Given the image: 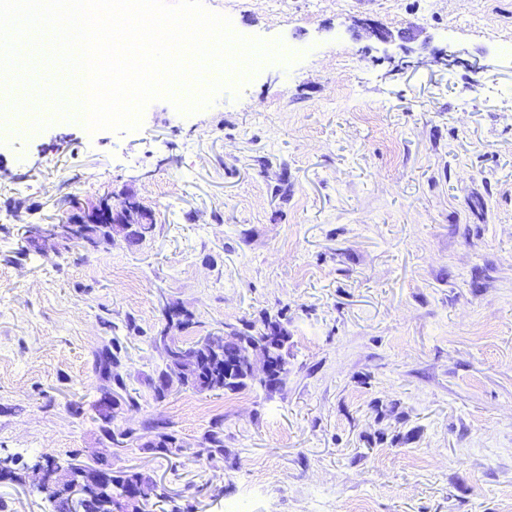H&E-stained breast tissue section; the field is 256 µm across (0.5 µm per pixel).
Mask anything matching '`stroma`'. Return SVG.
<instances>
[{
    "instance_id": "stroma-1",
    "label": "stroma",
    "mask_w": 512,
    "mask_h": 512,
    "mask_svg": "<svg viewBox=\"0 0 512 512\" xmlns=\"http://www.w3.org/2000/svg\"><path fill=\"white\" fill-rule=\"evenodd\" d=\"M232 20L293 56L135 131L0 135V512H54L28 476L47 454L146 474L156 512H512V0H245ZM105 195L152 210L139 246L28 247ZM269 317L278 390L155 397L161 331ZM111 343L136 400L118 445L93 407ZM157 422L182 454L146 448ZM214 428L223 458L194 457Z\"/></svg>"
}]
</instances>
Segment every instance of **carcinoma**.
Instances as JSON below:
<instances>
[{"label": "carcinoma", "instance_id": "cac0c4a2", "mask_svg": "<svg viewBox=\"0 0 512 512\" xmlns=\"http://www.w3.org/2000/svg\"><path fill=\"white\" fill-rule=\"evenodd\" d=\"M129 218L133 225L127 231L126 236L130 244L137 245L153 231L154 225L151 224L152 215L147 208L140 206L136 212L129 215ZM263 328L279 330V335L283 336V340L272 349L271 357L276 361L288 362V329L281 321L270 318L264 320ZM153 342L156 347L161 349L165 364V368L161 370L156 380L153 381V389L158 399L166 396L176 380L179 381L182 387L190 388L197 392L222 391L224 393H236L255 385L265 386V383L255 379L245 369L240 371L232 380L224 378V353L234 349V345L231 343L225 342L219 346V350L200 355L196 369L187 371L179 366L174 352L190 351L197 347V343L194 342L187 346L180 345L168 339V336L163 332L154 337ZM94 367L99 378L105 381L103 389L112 392V404H105L99 399L94 402V408L101 422V431L107 439L118 443L120 440L133 435V431L126 429L116 432L112 429V422L117 409L123 403L130 405L135 403L134 397L130 395L123 397L112 391L114 386L122 390L126 389V383L122 375L121 347L106 346L97 352L95 354ZM146 447L160 455L167 456L182 451L184 445L176 431L169 430L157 433L152 440L147 442ZM203 454L211 459L224 456V438L218 432L211 431L204 435L202 448L196 451L198 456ZM76 469L88 473L110 472L112 473L113 481L139 487L144 498V512H149L153 499L166 498V495L159 491L158 486L150 477L138 471H114L112 470V465L103 459L97 460V465L95 466H85L78 463L76 464ZM118 510H120V506L111 501V489L106 487L92 490L83 503V512H118Z\"/></svg>", "mask_w": 512, "mask_h": 512}]
</instances>
